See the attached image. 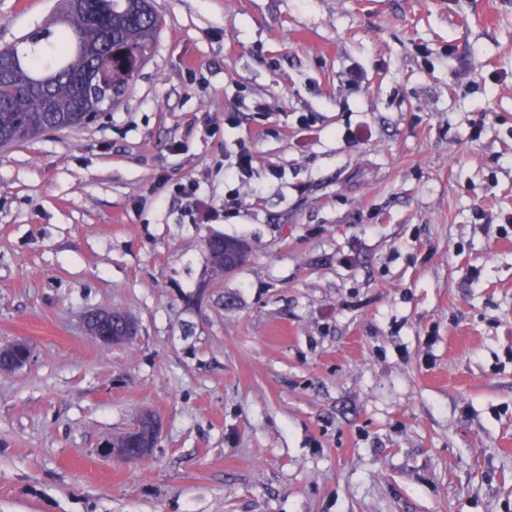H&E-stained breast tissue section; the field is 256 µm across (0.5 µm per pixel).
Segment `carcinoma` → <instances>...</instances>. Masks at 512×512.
<instances>
[{"label": "carcinoma", "mask_w": 512, "mask_h": 512, "mask_svg": "<svg viewBox=\"0 0 512 512\" xmlns=\"http://www.w3.org/2000/svg\"><path fill=\"white\" fill-rule=\"evenodd\" d=\"M162 20L148 0H58L51 22L0 48V136L16 144L114 106Z\"/></svg>", "instance_id": "carcinoma-1"}]
</instances>
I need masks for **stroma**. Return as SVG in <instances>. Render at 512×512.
<instances>
[{"instance_id":"obj_1","label":"stroma","mask_w":512,"mask_h":512,"mask_svg":"<svg viewBox=\"0 0 512 512\" xmlns=\"http://www.w3.org/2000/svg\"><path fill=\"white\" fill-rule=\"evenodd\" d=\"M154 7L120 104L0 150V512H512V0ZM179 194L189 199V215L192 217L193 222L196 219L210 220L216 213V208L213 201L208 197L202 195L200 185L196 182H190L186 185H181L178 188ZM225 240H233L242 242L237 239L233 238H213L212 240H209L207 243V248L209 249L210 243L212 244H218L221 248L224 249V253L220 250L211 247L208 251L210 254L212 266L214 270L218 272H224L225 271H231L236 268V266L239 264L242 256L244 255V248L237 243H228L225 242ZM226 259V262H225ZM105 319L112 321V326L107 330L101 328ZM87 329L96 340L111 344L127 342L137 333L136 325L130 319L120 318L116 313L110 312L89 315ZM31 359L29 345L23 340H17L6 347H0L1 372H8L3 368L14 370L23 367ZM159 428L153 418L140 419L132 427L125 437L118 441L105 445V452L115 458L126 461L143 459L148 455L149 448H155L158 444Z\"/></svg>"}]
</instances>
